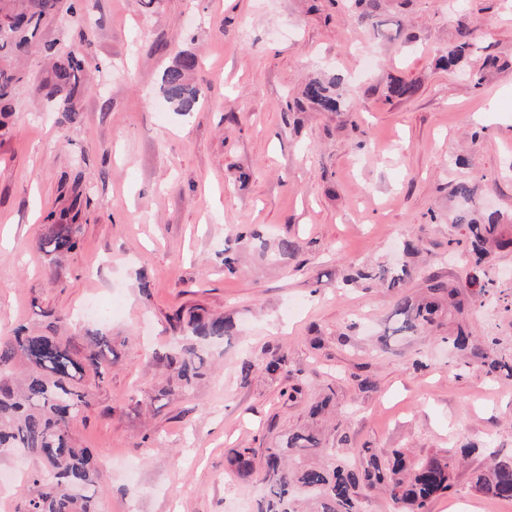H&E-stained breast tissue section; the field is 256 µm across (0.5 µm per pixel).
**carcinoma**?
<instances>
[{"instance_id": "carcinoma-1", "label": "carcinoma", "mask_w": 512, "mask_h": 512, "mask_svg": "<svg viewBox=\"0 0 512 512\" xmlns=\"http://www.w3.org/2000/svg\"><path fill=\"white\" fill-rule=\"evenodd\" d=\"M60 0H0V103L9 100L22 73L10 60L36 46L35 38L45 21L58 9ZM358 18L381 35L378 20L381 0H353ZM473 44L469 32L460 29V41L441 55L448 69L463 71L478 87L484 70L498 66L499 59L486 55L481 66H470ZM197 58L181 55L162 76L166 101L179 112H191L199 104L201 90L190 83ZM44 97L59 100L61 124L75 120L87 91L83 61L75 55L54 63L40 85ZM416 87L392 80L385 97L401 99L413 95ZM341 115L350 109V99L338 75L318 74L305 84L301 98L288 109ZM459 202L452 224L458 229L460 245L468 243L472 256L471 274L466 284L472 297L484 303L501 301L512 310V299L500 289L485 264L495 250L512 248V216L483 207L482 186L471 180L456 182L450 191ZM77 240L71 227L64 226L42 243L49 254L62 256L74 251ZM411 272L409 265H379L365 268L349 278L351 282H371L397 296L393 314L394 332L414 334L420 330L448 327L443 341L457 354L460 370L482 372L489 380H512V353L500 347L494 335L477 336L462 319L465 305L462 289L432 275L426 291L414 298L405 291ZM188 326L200 339L230 335L229 319L193 315ZM98 350L84 354L56 336L55 323L43 331L19 328L14 335L0 338V456L34 458L38 466L27 473L31 494L17 512H99L96 486L99 480L95 450L79 446L72 426L91 403L85 379L104 382L112 362L106 357L107 340H97ZM167 367L180 388L187 391L204 375L206 362L193 347L166 356ZM287 357L275 356L262 363L248 361L242 366V384L262 369L273 375L285 370ZM352 449L340 451L323 445L319 428L310 426L288 433L277 446L265 450L262 459L265 492L257 512H361V491L381 489L403 512H427L428 504L454 488L457 466L469 456L481 453L485 465L473 472V487L488 499L512 502V451L490 444L482 448L464 447L456 452L411 457L395 449L384 461L371 455L361 466L351 462ZM240 476L254 469V451L241 448L229 458Z\"/></svg>"}]
</instances>
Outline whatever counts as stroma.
<instances>
[{"instance_id":"35a3bbf8","label":"stroma","mask_w":512,"mask_h":512,"mask_svg":"<svg viewBox=\"0 0 512 512\" xmlns=\"http://www.w3.org/2000/svg\"><path fill=\"white\" fill-rule=\"evenodd\" d=\"M87 3L83 23L62 10L43 27L56 52L21 60L0 116V336L52 315L78 349L106 336L114 362L73 425L101 456V512H254L263 486L231 470L233 450L277 445L326 394L340 411L324 431L333 448L512 450V380L455 377L437 336H389L393 295L346 282L355 266L401 261L406 239L422 247L409 293L430 275L464 282L467 254L448 250L453 182L480 181L485 204L512 214V0H384L391 40L341 0ZM462 27L474 56L508 63L477 88L436 64ZM70 53L90 89L62 126L38 86ZM181 54L199 60L190 113L160 91ZM316 72L344 77L348 114L289 110ZM393 79L416 93L386 99ZM459 156L467 166L452 167ZM74 207L77 249L46 253L54 216ZM252 228L265 244L237 242ZM281 236L299 243L294 258L275 260ZM227 246L242 254L232 273ZM114 295L118 315L79 317ZM197 314L231 317L233 334L208 345L193 390L162 395L179 320ZM282 354L287 373L241 384L244 360ZM481 464L460 466L429 512H498L472 487Z\"/></svg>"}]
</instances>
